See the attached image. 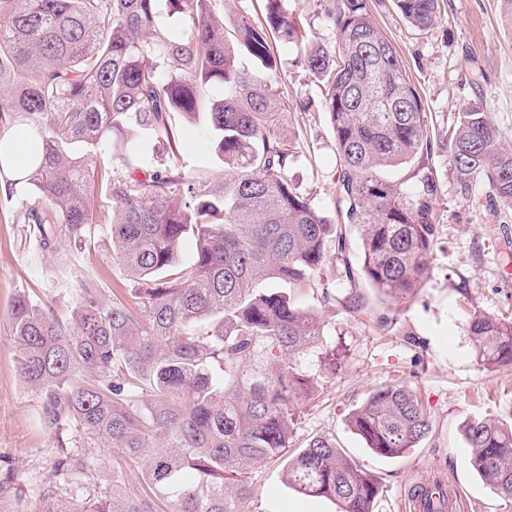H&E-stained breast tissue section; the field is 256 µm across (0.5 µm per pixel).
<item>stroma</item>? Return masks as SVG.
<instances>
[{
    "label": "stroma",
    "instance_id": "stroma-1",
    "mask_svg": "<svg viewBox=\"0 0 512 512\" xmlns=\"http://www.w3.org/2000/svg\"><path fill=\"white\" fill-rule=\"evenodd\" d=\"M368 7L399 52L434 131H447L464 108L480 103L491 112L502 143L512 148V7L506 0H441L440 21L426 30L407 23L393 0H368ZM277 54L281 66L272 81L286 104L279 130L300 142L289 174L302 193L332 210L340 174L334 134L327 117L315 120L298 108L303 99L321 98L322 84L308 73L296 49L281 44ZM174 124L183 161L209 176H223L224 166L208 137L182 117H175ZM429 165L443 197L437 240L423 287L398 305V329L387 332L376 325L387 311L384 296L363 284L351 287L346 279V267L360 265L358 249H351L349 265L331 256L319 273L322 283L333 287V300L301 295L339 357L295 405V443L303 445L317 434L334 437L379 480L378 512H398L409 489L429 480L459 490L466 512H512V504L493 495L470 466L462 435L472 416L512 423V366L489 371L477 363L466 314L470 308L512 313V264L504 262L512 253V211L492 217L486 188L479 183L470 194H460L447 142H435ZM20 207L19 198L0 184V467L10 468L22 482L50 468L55 443L39 422L37 397L16 369L11 339L15 298L29 293L67 317L75 307L77 280L96 282L106 303L116 296L130 299L137 282L114 260L108 225L93 224L91 241L45 249L28 225L16 223ZM354 294L364 302L365 315L351 316L341 305L342 297ZM384 383L411 387L434 422L429 437L400 458L377 456L348 424L350 412ZM96 456L102 486L116 480L126 491L141 493L142 466H118L103 448ZM285 469V462L273 461L256 471L250 512H341L339 502L288 487Z\"/></svg>",
    "mask_w": 512,
    "mask_h": 512
}]
</instances>
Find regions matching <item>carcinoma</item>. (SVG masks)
I'll return each instance as SVG.
<instances>
[{
	"mask_svg": "<svg viewBox=\"0 0 512 512\" xmlns=\"http://www.w3.org/2000/svg\"><path fill=\"white\" fill-rule=\"evenodd\" d=\"M180 14L165 28L158 4ZM214 0H0V129L23 128L34 156L9 181L46 248L91 238L97 205L109 201L115 259L139 281L135 306L103 304L79 282L69 319L24 293L12 309L18 372L40 401L39 419L57 442L51 468L19 488L35 512H248L251 474L288 456L294 405L315 375L301 358L327 346L314 310L263 280L322 289L316 273L346 254L359 232L368 284L393 302L424 284L436 244L441 188L428 167L427 112L366 0H333V44L305 39L286 0H246L218 16ZM415 28L434 27L440 0H394ZM300 49L323 86L301 104L327 114L339 157L333 214L288 175L298 142L278 132L285 107L267 82L273 43ZM246 53L260 64L248 70ZM173 63L174 73L162 67ZM224 88V97L208 93ZM205 120L229 174L202 179L176 162L148 167L144 137L179 152L173 116ZM109 167H93L101 149ZM448 158L461 189L480 180L491 215L512 211V149L491 113L472 105L448 129ZM418 162L409 179L386 172ZM195 252L180 259L181 244ZM468 331L486 369L512 365V316L478 310ZM367 448L396 458L427 438L433 421L404 384L372 389L348 417ZM469 463L492 493L512 503V425L471 417L463 425ZM108 448L145 463L146 490L130 496L97 479ZM286 483L375 512L378 480L320 435L288 460Z\"/></svg>",
	"mask_w": 512,
	"mask_h": 512,
	"instance_id": "cac0c4a2",
	"label": "carcinoma"
}]
</instances>
